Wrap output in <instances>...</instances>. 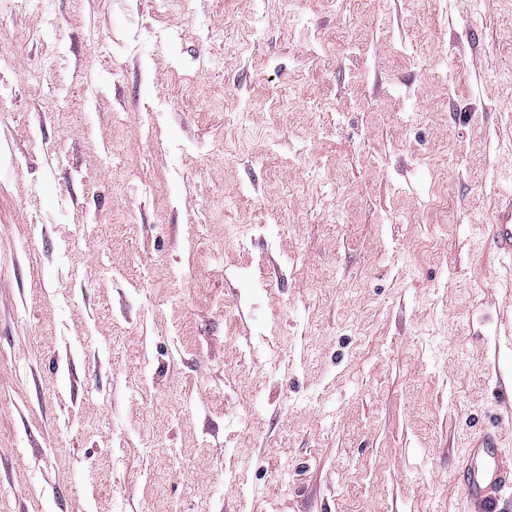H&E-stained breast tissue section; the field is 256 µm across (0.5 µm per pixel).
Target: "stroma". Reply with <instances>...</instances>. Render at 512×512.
I'll return each mask as SVG.
<instances>
[{
	"instance_id": "35a3bbf8",
	"label": "stroma",
	"mask_w": 512,
	"mask_h": 512,
	"mask_svg": "<svg viewBox=\"0 0 512 512\" xmlns=\"http://www.w3.org/2000/svg\"><path fill=\"white\" fill-rule=\"evenodd\" d=\"M509 191L512 0H0V512H474ZM490 237L495 255L512 262V196L507 200L498 223L491 225Z\"/></svg>"
}]
</instances>
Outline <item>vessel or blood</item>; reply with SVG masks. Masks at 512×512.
Listing matches in <instances>:
<instances>
[{"label":"vessel or blood","mask_w":512,"mask_h":512,"mask_svg":"<svg viewBox=\"0 0 512 512\" xmlns=\"http://www.w3.org/2000/svg\"><path fill=\"white\" fill-rule=\"evenodd\" d=\"M495 255L512 262V198L491 227ZM463 485L475 512H497L505 489L512 487V459L501 457L493 436L479 434L462 468Z\"/></svg>","instance_id":"obj_1"}]
</instances>
